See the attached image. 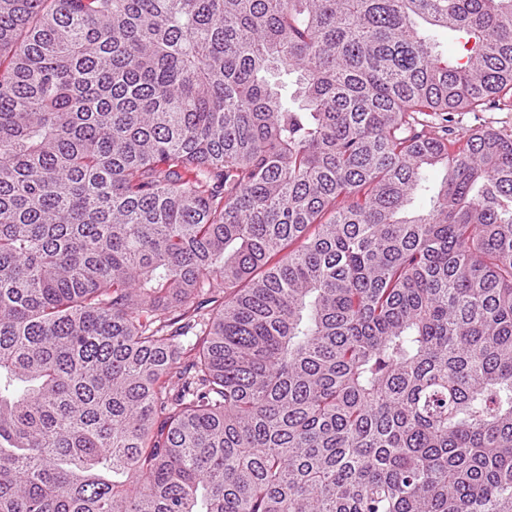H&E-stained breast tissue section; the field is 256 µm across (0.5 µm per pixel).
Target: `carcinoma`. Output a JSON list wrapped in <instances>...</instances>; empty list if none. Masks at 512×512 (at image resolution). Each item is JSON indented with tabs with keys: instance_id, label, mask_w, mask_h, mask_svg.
Listing matches in <instances>:
<instances>
[{
	"instance_id": "obj_1",
	"label": "carcinoma",
	"mask_w": 512,
	"mask_h": 512,
	"mask_svg": "<svg viewBox=\"0 0 512 512\" xmlns=\"http://www.w3.org/2000/svg\"><path fill=\"white\" fill-rule=\"evenodd\" d=\"M511 105L512 0H0V512H512ZM464 128H483L512 134V112H470L464 118Z\"/></svg>"
}]
</instances>
